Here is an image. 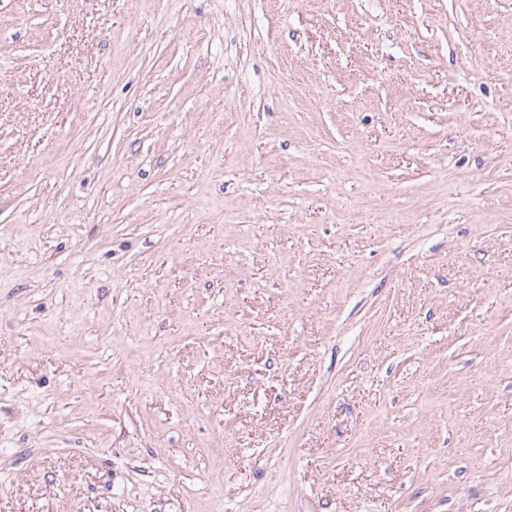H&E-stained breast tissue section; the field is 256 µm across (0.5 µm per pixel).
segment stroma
<instances>
[{
    "label": "stroma",
    "mask_w": 512,
    "mask_h": 512,
    "mask_svg": "<svg viewBox=\"0 0 512 512\" xmlns=\"http://www.w3.org/2000/svg\"><path fill=\"white\" fill-rule=\"evenodd\" d=\"M0 512H512V0H0Z\"/></svg>",
    "instance_id": "obj_1"
}]
</instances>
